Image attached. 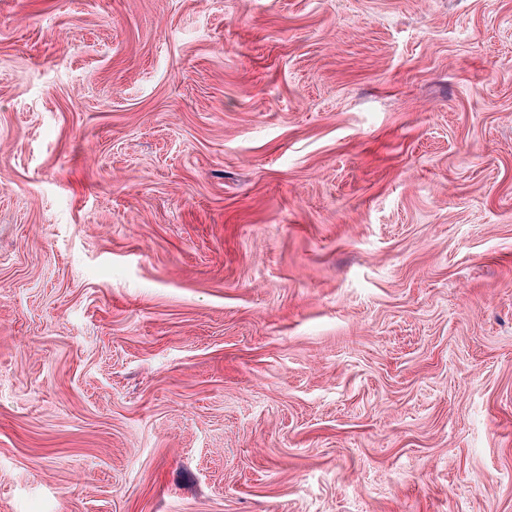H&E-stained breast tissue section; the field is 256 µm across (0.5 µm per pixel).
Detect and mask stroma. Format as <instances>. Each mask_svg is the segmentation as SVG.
Returning <instances> with one entry per match:
<instances>
[{"label": "stroma", "instance_id": "35a3bbf8", "mask_svg": "<svg viewBox=\"0 0 512 512\" xmlns=\"http://www.w3.org/2000/svg\"><path fill=\"white\" fill-rule=\"evenodd\" d=\"M0 512H512V0H0Z\"/></svg>", "mask_w": 512, "mask_h": 512}]
</instances>
